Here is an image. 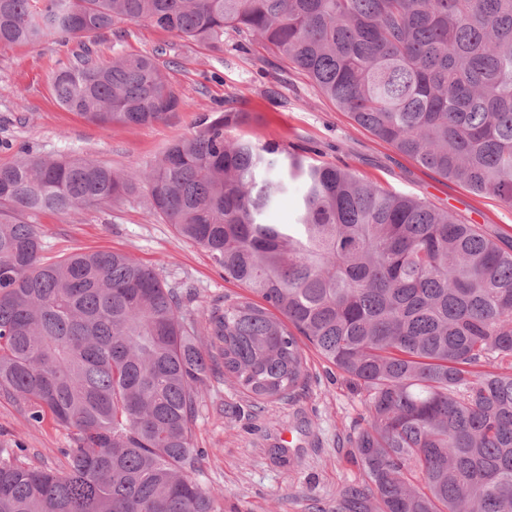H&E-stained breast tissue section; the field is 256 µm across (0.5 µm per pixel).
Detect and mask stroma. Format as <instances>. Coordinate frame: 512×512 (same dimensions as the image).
Here are the masks:
<instances>
[{
  "label": "stroma",
  "mask_w": 512,
  "mask_h": 512,
  "mask_svg": "<svg viewBox=\"0 0 512 512\" xmlns=\"http://www.w3.org/2000/svg\"><path fill=\"white\" fill-rule=\"evenodd\" d=\"M125 30L120 40L109 33L101 37L100 59L163 48L166 75L185 108L153 126L97 125L62 109L55 99L52 76L67 60L68 48L48 38L0 49V163L26 151L89 158L125 173L141 171L173 139L202 130L215 112H243L248 120L236 127L235 136L306 151L386 190L452 210L491 238H512V208L399 154L305 75L258 45L241 49L228 38L223 51L216 52L143 21L126 24ZM36 222L45 256L118 251L155 269L168 285H188L194 293L188 311L196 320H204L211 305L246 294L225 280L208 252L150 214L146 192L61 217L42 215ZM303 352L310 380L287 403H256L221 376L207 381L194 434L196 447L206 451L198 479L220 492L223 512H336L339 490L362 481L350 440L363 424L365 392L312 346ZM70 438V429L51 417L33 420L22 397L0 393V446L23 448L32 466L62 474L68 468L62 450Z\"/></svg>",
  "instance_id": "35a3bbf8"
}]
</instances>
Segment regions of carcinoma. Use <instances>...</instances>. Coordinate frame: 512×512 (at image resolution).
Listing matches in <instances>:
<instances>
[{"label": "carcinoma", "instance_id": "1", "mask_svg": "<svg viewBox=\"0 0 512 512\" xmlns=\"http://www.w3.org/2000/svg\"><path fill=\"white\" fill-rule=\"evenodd\" d=\"M146 21L292 63L399 154L512 208V0H0V48L79 50L59 105L103 126L163 122L184 100L163 50L100 62L104 32ZM217 112L143 175L86 158L0 165V391L75 429L68 471L0 447V512H220L192 474L203 389L224 374L256 401L307 383L299 338L366 392L349 512H512V242L351 169L233 137ZM304 191L292 224L266 212ZM252 297L200 324L187 295L114 251L42 257L28 218L134 196ZM260 302H255L254 298Z\"/></svg>", "mask_w": 512, "mask_h": 512}]
</instances>
